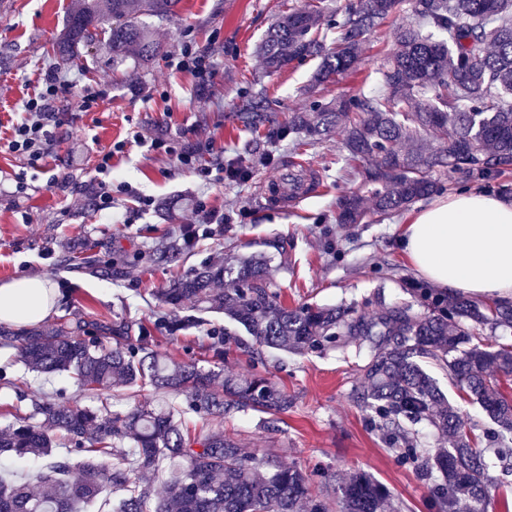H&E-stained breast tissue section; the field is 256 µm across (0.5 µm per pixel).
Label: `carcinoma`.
I'll use <instances>...</instances> for the list:
<instances>
[{"mask_svg": "<svg viewBox=\"0 0 512 512\" xmlns=\"http://www.w3.org/2000/svg\"><path fill=\"white\" fill-rule=\"evenodd\" d=\"M179 0H79L66 18L53 53L74 61L105 41L112 65H149L159 54L152 18L171 17ZM405 0H358L341 9L339 37L329 47L319 31L321 6L281 14L258 44L266 68L320 59L315 84L356 71L362 36ZM412 19L391 32L392 49L378 69L379 87L366 95L312 102L313 112L288 121L298 145L313 146L340 130L346 161L374 184L372 213L384 219L442 189L434 172L466 171L503 179L512 191V0H412ZM273 100L262 88L240 108L256 128L270 121ZM362 200L344 197L338 222L358 224ZM426 308L400 302L379 315L355 306L288 307L273 288L263 257L229 256L173 280L159 293L180 309L222 313L259 348L324 354L354 347L365 361L360 402L390 453L428 481L434 512H489L490 464L472 431L499 450L512 474V345L484 343V331L512 327V303L486 304L429 288L410 289ZM126 322L70 321L13 330L0 325V342L37 374H65L84 391L151 387L182 394L184 413L219 418L232 410L285 413L294 405L269 378L226 375L197 360L169 361L151 349L146 327L128 336ZM433 359L448 379L479 405L489 423L465 428L458 408L428 371ZM40 421H35V418ZM448 436L446 448H423L417 426ZM66 439L65 454L32 481L0 475V512H93L113 495V512H405L370 474L358 472L338 488L336 503L314 493L336 482V471L285 466L248 455L220 430L189 435L175 410L145 400L124 414L104 415L59 395L40 401L28 417L0 428V456L41 459ZM112 463H106V459ZM165 471L164 489L154 490Z\"/></svg>", "mask_w": 512, "mask_h": 512, "instance_id": "cac0c4a2", "label": "carcinoma"}]
</instances>
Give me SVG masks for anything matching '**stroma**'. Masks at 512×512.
<instances>
[{"label": "stroma", "instance_id": "35a3bbf8", "mask_svg": "<svg viewBox=\"0 0 512 512\" xmlns=\"http://www.w3.org/2000/svg\"><path fill=\"white\" fill-rule=\"evenodd\" d=\"M75 2L11 0L10 12L0 15V139L9 137L23 101L38 91L46 71L76 81L58 101L61 124L39 167L0 150V284L22 276L46 278L55 292L47 324L65 316L153 327L169 312L157 297L161 288L231 254L269 256L275 287L289 305L354 304L372 313L407 300L410 287H427L396 243L411 211L337 223L338 197L356 194L367 200L372 188L362 175L339 179L345 154L341 134L300 148L295 136L269 139L238 118L242 97L255 83L269 89L274 115L283 125L295 113L309 111L311 101L369 93L391 47L390 33L410 20L411 9L363 36L355 75L318 86L313 82L317 61L270 72L255 54L279 12L304 8L308 0H180L169 20L153 22L163 51L145 70L113 68L111 53L97 48L78 65L55 58L52 44ZM187 42L214 57L217 74L207 95L199 94L191 72L175 66ZM87 85L105 88L107 96L82 112L77 98ZM137 130L164 131L180 149L202 145L203 165L242 168L248 177L203 185L198 175L179 170L172 157L133 143ZM122 140L125 151L112 157V210L96 211L91 181L98 155ZM294 171L317 178V186L294 206L267 202L270 180H284ZM20 175L27 183L22 193L16 190ZM56 176L69 178V193L51 187ZM200 198L223 213L225 223L198 236L178 261H168L163 246L181 239ZM89 252L98 257L93 268L69 264V257ZM226 331L232 338L223 356L215 357L209 336ZM247 340L223 315L211 313L202 329L173 334L155 329L153 346L176 362L215 361L225 372L241 374L256 367ZM13 354L0 347V370L11 378L0 383V426L29 415L34 402L55 399L61 389L70 401L109 412L128 411L146 398L117 387L86 394L64 375L28 372ZM256 368L293 398L287 413L234 410L218 423L188 414L186 425L196 431L223 429L245 453H271L287 466L329 464L344 477L369 473L409 512H430L426 485L395 461L355 398L354 357L336 350L295 355L268 349Z\"/></svg>", "mask_w": 512, "mask_h": 512}]
</instances>
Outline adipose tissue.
<instances>
[{
  "instance_id": "adipose-tissue-1",
  "label": "adipose tissue",
  "mask_w": 512,
  "mask_h": 512,
  "mask_svg": "<svg viewBox=\"0 0 512 512\" xmlns=\"http://www.w3.org/2000/svg\"><path fill=\"white\" fill-rule=\"evenodd\" d=\"M416 272L435 285L512 302V202L464 190L422 205L398 239ZM54 306L38 277L0 284V321L31 325Z\"/></svg>"
}]
</instances>
